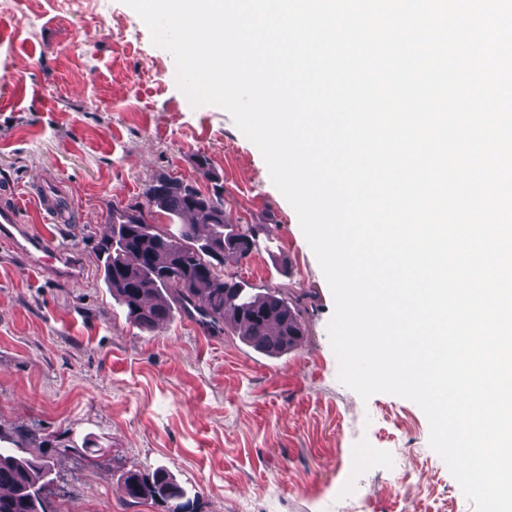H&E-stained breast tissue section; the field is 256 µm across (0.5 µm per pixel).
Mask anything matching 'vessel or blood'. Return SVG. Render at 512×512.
Segmentation results:
<instances>
[{
	"label": "vessel or blood",
	"instance_id": "b4317fda",
	"mask_svg": "<svg viewBox=\"0 0 512 512\" xmlns=\"http://www.w3.org/2000/svg\"><path fill=\"white\" fill-rule=\"evenodd\" d=\"M33 197L39 212L45 221L57 222L63 214L61 194L54 184H44L34 192ZM0 237L10 240L21 239L22 249L29 254L32 261L40 268L55 270L62 269L64 275L73 276L74 270L68 264V258L63 249L57 247L46 234L31 233L23 224L14 188H0Z\"/></svg>",
	"mask_w": 512,
	"mask_h": 512
}]
</instances>
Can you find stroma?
Segmentation results:
<instances>
[{
	"label": "stroma",
	"mask_w": 512,
	"mask_h": 512,
	"mask_svg": "<svg viewBox=\"0 0 512 512\" xmlns=\"http://www.w3.org/2000/svg\"><path fill=\"white\" fill-rule=\"evenodd\" d=\"M227 223L260 225L225 271L255 291L302 297L297 348L270 357L232 326L213 334L181 309L130 324L95 256L111 207L166 173L211 190ZM66 191V221L41 223L38 181ZM73 256L72 280L0 241V445L62 432L48 512H166L126 497L122 475L162 468L197 512H476L430 447L414 402L362 400L338 379L333 298L298 217L259 149L215 105L192 107L172 55L123 0H0V185ZM373 462L353 467L356 449Z\"/></svg>",
	"instance_id": "35a3bbf8"
}]
</instances>
